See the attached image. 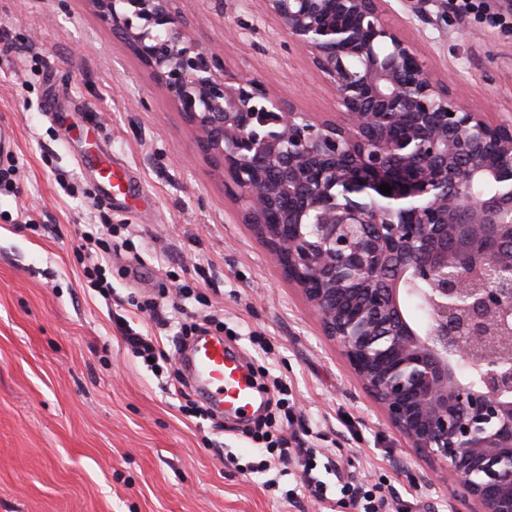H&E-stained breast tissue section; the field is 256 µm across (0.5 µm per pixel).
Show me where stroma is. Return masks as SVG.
Listing matches in <instances>:
<instances>
[{
  "label": "stroma",
  "instance_id": "1",
  "mask_svg": "<svg viewBox=\"0 0 512 512\" xmlns=\"http://www.w3.org/2000/svg\"><path fill=\"white\" fill-rule=\"evenodd\" d=\"M203 48L307 112L336 96L261 0H175ZM501 24L449 12L445 28L394 0L389 20L461 80L470 102L512 106V14ZM15 130L16 173L0 188V512H325L244 476L259 461L242 419L185 416L187 399L127 349L114 320L174 350L186 308L222 312L226 343L288 385L311 440L341 475L385 478L408 512H451V477L402 447L323 336L301 294L239 223L224 184L151 71L88 0H0V120ZM111 156L140 190L105 198L94 158ZM108 224L111 299L84 275L80 237ZM155 301L167 325L136 302ZM264 346L250 343L253 334ZM234 463H226L225 453Z\"/></svg>",
  "mask_w": 512,
  "mask_h": 512
}]
</instances>
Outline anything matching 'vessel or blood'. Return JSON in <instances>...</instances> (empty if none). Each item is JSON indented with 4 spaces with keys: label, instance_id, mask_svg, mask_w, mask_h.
Segmentation results:
<instances>
[{
    "label": "vessel or blood",
    "instance_id": "1",
    "mask_svg": "<svg viewBox=\"0 0 512 512\" xmlns=\"http://www.w3.org/2000/svg\"><path fill=\"white\" fill-rule=\"evenodd\" d=\"M99 175L105 190L121 187L126 171L106 159L98 160ZM182 360L193 372L198 389L216 410L229 407L248 411L254 400V384L239 357L225 347L221 338L204 336L183 354Z\"/></svg>",
    "mask_w": 512,
    "mask_h": 512
}]
</instances>
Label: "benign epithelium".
Listing matches in <instances>:
<instances>
[{
  "mask_svg": "<svg viewBox=\"0 0 512 512\" xmlns=\"http://www.w3.org/2000/svg\"><path fill=\"white\" fill-rule=\"evenodd\" d=\"M88 2L395 435L454 477L461 512H512V116L455 94L387 0H262L335 92L327 115L197 45L173 0ZM400 2L425 24L448 19L447 0ZM484 181L500 192L479 194ZM411 282L426 284L423 326L403 309Z\"/></svg>",
  "mask_w": 512,
  "mask_h": 512,
  "instance_id": "7a95c632",
  "label": "benign epithelium"
}]
</instances>
